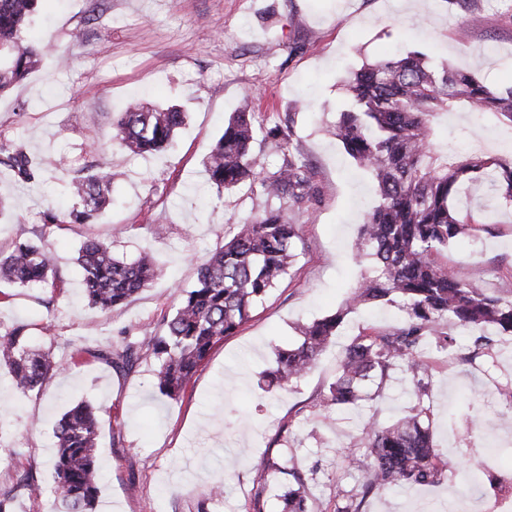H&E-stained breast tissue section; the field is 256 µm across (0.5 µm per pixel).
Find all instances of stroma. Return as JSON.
Segmentation results:
<instances>
[{
    "label": "stroma",
    "mask_w": 512,
    "mask_h": 512,
    "mask_svg": "<svg viewBox=\"0 0 512 512\" xmlns=\"http://www.w3.org/2000/svg\"><path fill=\"white\" fill-rule=\"evenodd\" d=\"M31 38L52 52L26 80L0 94V142L22 144L33 159L64 157L66 170L41 171L23 185L0 168V247L45 240L56 288H15L0 281V328L30 327V343L66 368L40 393L18 390L0 364V491L32 471L40 498L16 493L12 512H61L54 491V428L62 413L88 401L99 407L102 466L95 512H281V479L258 485L268 458L289 460L304 479L308 512H336L342 495L362 496V512H491V476L512 471V336L445 325L452 351L424 354L430 390L393 371L358 406L323 405L347 345L366 328L402 321L391 305L354 310L291 387L268 386L263 372L275 351L295 344L312 321L345 303L361 271L351 245L375 200L371 176L359 171L328 129L352 105L350 72L392 53L422 52L433 66L449 62L491 89L512 88V0H420L411 13L399 0H43ZM255 94L265 124H291L293 146L317 172L321 196L303 224L300 258L254 309L236 335L210 351L177 400L153 386L156 357L142 353L120 372L104 362L70 363L81 348L122 350L159 331L174 313L178 288L234 224L263 212L266 197L241 188L219 192L203 161L241 100ZM176 103L188 119L172 147L142 157L112 141V115L131 101ZM440 154L481 140L492 155L512 153V130L465 108L435 126ZM94 164L122 172L114 202L95 222L78 223L67 182ZM467 235L448 248V266L494 293L512 281V208L486 184L467 186ZM58 226L45 228L46 215ZM167 225L156 238L152 225ZM111 242L124 260L150 254L158 277L122 308L104 311L82 295L78 250L86 239ZM432 421L434 443L448 462L441 483L392 486L363 494L364 473L339 448L359 444L369 421L389 424L416 402Z\"/></svg>",
    "instance_id": "stroma-1"
}]
</instances>
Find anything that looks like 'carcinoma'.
Masks as SVG:
<instances>
[{
    "mask_svg": "<svg viewBox=\"0 0 512 512\" xmlns=\"http://www.w3.org/2000/svg\"><path fill=\"white\" fill-rule=\"evenodd\" d=\"M39 2L0 0L1 93L24 81L50 51V45L25 37ZM346 87L355 107L338 113L332 133L376 185V202L366 211L353 245L355 259L366 262L371 272L361 274L343 307L306 326L294 346L277 350L274 365L265 371L270 383L288 386L312 367L352 310L376 302L399 304L404 312L399 326L362 331L349 344L324 398L326 405L336 407L364 399L368 384L382 385L397 368L412 378L423 397L430 385L423 351L453 347V339L441 331L444 324L512 334V289L490 295L458 278L441 260L448 244L471 223L456 205L463 184L489 177L503 204L512 205V155L472 153L440 164L432 128L435 117L460 106L512 124V89L493 93L475 74L447 62L435 68L419 52L366 64ZM186 119L176 104L133 103L113 115L112 138L135 155L153 154L171 145ZM292 136L290 126L256 122L247 103L233 113L204 160L209 180L226 191L247 185L279 206L238 224L207 256L195 285L179 290L175 313L163 319L161 335L145 336L139 347L121 351L79 349L73 362L88 356L126 371L144 348L158 360V391L172 400L184 394L215 342L235 335L297 262L300 217L313 214L320 186L307 160L289 149ZM259 139L280 149L276 169H266L255 151ZM53 164L51 158L34 161L20 145L0 143V167L21 183L34 182L42 167ZM118 178L116 172L97 168L71 179L69 190L83 205L78 221L95 219L112 203V184ZM77 263L88 303L102 310L123 306L157 275L150 255L127 262L113 255L112 244L94 238L83 242ZM56 278L44 243L24 241L0 253V281L19 288H52ZM0 360L23 392L41 390L62 370L49 354L28 347L24 324L0 331ZM98 427L99 409L88 401L66 410L55 427V493L65 512H92L99 490ZM362 447L364 455L354 446L347 448L346 459L363 469L367 494L401 483L435 484L446 466L420 402L389 425L368 423ZM267 471L293 476L281 495L282 512H308L303 478L277 462Z\"/></svg>",
    "mask_w": 512,
    "mask_h": 512,
    "instance_id": "cac0c4a2",
    "label": "carcinoma"
}]
</instances>
